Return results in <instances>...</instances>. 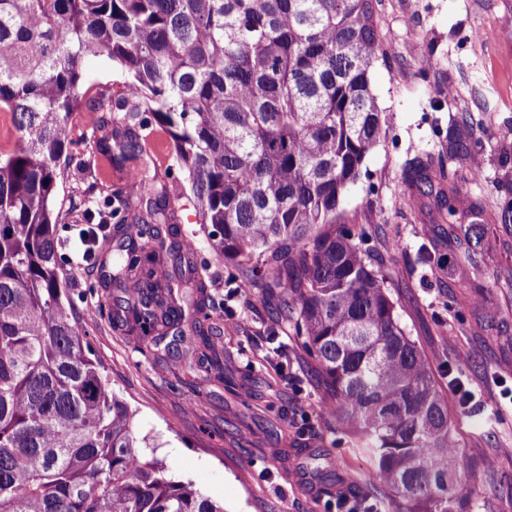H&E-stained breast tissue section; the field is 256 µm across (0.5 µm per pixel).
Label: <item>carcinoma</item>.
<instances>
[{
	"mask_svg": "<svg viewBox=\"0 0 512 512\" xmlns=\"http://www.w3.org/2000/svg\"><path fill=\"white\" fill-rule=\"evenodd\" d=\"M380 50L373 0H0V112L14 129L0 149V512H224L143 453L135 412L61 291L53 199L82 62L99 56L126 80L86 107L93 144L118 167L141 160L136 187L77 202L118 219L128 242L111 259L99 235L91 242L92 262L112 264L116 287L132 285L117 318L159 341L188 303L190 347L224 380L195 252L172 232L166 184L148 175L144 144L158 125L211 248L303 337L326 408L395 512H472L444 392L400 326L385 277L336 223L385 133L369 80ZM474 152L454 124L448 164L414 156L402 171L453 218L448 249L469 253L500 240L484 202L460 201L456 167Z\"/></svg>",
	"mask_w": 512,
	"mask_h": 512,
	"instance_id": "cac0c4a2",
	"label": "carcinoma"
}]
</instances>
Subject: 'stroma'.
Segmentation results:
<instances>
[{
	"label": "stroma",
	"mask_w": 512,
	"mask_h": 512,
	"mask_svg": "<svg viewBox=\"0 0 512 512\" xmlns=\"http://www.w3.org/2000/svg\"><path fill=\"white\" fill-rule=\"evenodd\" d=\"M381 51L371 86L384 113L385 134L367 154L357 182L337 211L338 223L363 235V247L387 279L407 335L425 351L435 381L457 376L475 387L512 393V288L496 273L512 248L467 254L431 241L443 223L435 198L412 199L402 168L414 155L445 160L450 123L466 121L477 163L462 180L493 211L512 202V0H374ZM86 99L110 95L122 77L107 57L86 61ZM152 172L168 185L180 239L195 245L216 309L214 337L224 353L228 391L203 367L183 365L186 344L155 347L100 319L122 292L101 270L75 255L83 211L71 212L62 242L73 259L67 285L87 315L88 341L112 388L135 410L134 430L165 461L174 479L192 483L226 512H331L339 492L362 487L369 505L394 506L382 480L340 424L324 410L325 391L314 361L292 324L277 322L256 294L240 288L233 264L215 260L199 216L187 199L185 174L171 156V139L156 130L145 144ZM68 176L56 190L66 204L86 192H109L120 179L109 156L71 148ZM477 275L488 304L469 303ZM454 444L480 481L473 512H512V414L495 419L482 399L450 396ZM327 460L324 476L309 461ZM249 470V481L238 479Z\"/></svg>",
	"instance_id": "35a3bbf8"
}]
</instances>
